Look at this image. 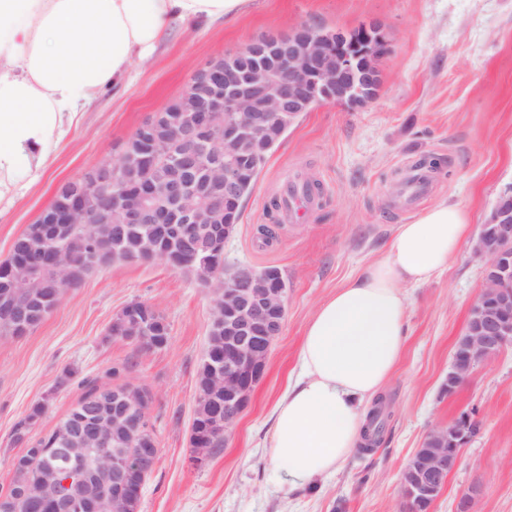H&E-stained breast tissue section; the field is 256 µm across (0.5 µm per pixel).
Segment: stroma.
Masks as SVG:
<instances>
[{
  "instance_id": "1",
  "label": "stroma",
  "mask_w": 512,
  "mask_h": 512,
  "mask_svg": "<svg viewBox=\"0 0 512 512\" xmlns=\"http://www.w3.org/2000/svg\"><path fill=\"white\" fill-rule=\"evenodd\" d=\"M373 22L389 40L378 97L359 109L327 103L302 113L270 152L224 245L228 266L278 267L288 303L265 376L223 451L203 468L189 463L211 289L159 260L117 261L66 289L33 330L0 336V491L22 449L16 424L40 405L30 433L51 431L87 381L108 384L112 366L121 364L124 381L152 394L159 446L139 512H407L401 479L410 457L432 428L464 414L480 420V431L462 446L461 463L429 512H455L468 492L471 512H512V346L476 366L452 393L443 390L483 290L472 246L498 198L512 191V0H251L232 21L174 26L148 60H133L119 85L84 107L53 145L45 172L0 203V261L63 184L118 156L135 128L179 97L207 62L302 23L351 30ZM428 153L444 157L442 170L414 205H398V179ZM298 177L316 181L320 196L291 222L269 206ZM441 201L463 207L469 229L445 269L402 288L406 340L382 390L389 411L382 443L354 449L316 487L283 494L285 476L268 458L272 410L299 370L308 321L336 288L384 257L397 225ZM132 301L166 318L165 348L142 351L110 335L113 316Z\"/></svg>"
}]
</instances>
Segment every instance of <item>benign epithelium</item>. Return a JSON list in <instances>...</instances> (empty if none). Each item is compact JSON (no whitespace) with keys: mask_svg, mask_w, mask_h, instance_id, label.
I'll use <instances>...</instances> for the list:
<instances>
[{"mask_svg":"<svg viewBox=\"0 0 512 512\" xmlns=\"http://www.w3.org/2000/svg\"><path fill=\"white\" fill-rule=\"evenodd\" d=\"M363 31L375 42L369 48H351L345 31L302 24L285 37L250 41L228 58L207 63L191 77L182 106L160 123L147 119L119 157L103 160L57 192L38 233L26 241L28 253L38 261L24 255L3 275L0 314L19 325L28 323L31 308L15 297H32L40 288L45 300L53 299V289L44 288L48 271L63 283L77 280L82 264L65 258L74 225L89 223L96 195L116 186L124 196L128 180H138L146 192L123 203L120 219L107 226L105 239L117 249L126 237L137 235L144 242L140 258H159L222 295L205 349L210 383L206 391L197 392L195 412L209 421L208 436L229 439L283 330L288 284L278 268H226L222 243L236 231L249 164L273 147L276 131L288 130L319 104L362 107L376 98L383 83L377 61L388 52V41L377 24ZM220 149L224 157L214 158L211 167L202 164L201 158ZM472 255L483 263L484 285L455 344L448 370V384L454 386L512 345V195L497 200ZM160 324L164 321L140 317L139 306L133 304L112 319L114 326L135 329L137 345L158 335ZM150 404L145 389L125 384L112 389L116 415L101 414L93 427L61 428L63 464L43 482L32 505L49 504L58 512H101L103 500L73 493L94 476L78 465L92 432L98 440H112L115 448L132 447L104 466L112 473L115 496L129 497L140 468L159 453L146 414ZM459 463L460 454L446 448L412 456L402 479L406 502L416 505L438 496Z\"/></svg>","mask_w":512,"mask_h":512,"instance_id":"obj_1","label":"benign epithelium"}]
</instances>
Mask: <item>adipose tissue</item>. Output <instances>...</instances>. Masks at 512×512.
Returning a JSON list of instances; mask_svg holds the SVG:
<instances>
[{"label":"adipose tissue","mask_w":512,"mask_h":512,"mask_svg":"<svg viewBox=\"0 0 512 512\" xmlns=\"http://www.w3.org/2000/svg\"><path fill=\"white\" fill-rule=\"evenodd\" d=\"M247 0H0V199L42 170L81 108L148 59L175 23L232 20ZM468 228L440 202L398 225L385 257L323 301L301 372L273 407L269 459L288 491L339 470L362 441L361 407L389 380L405 340L403 285L445 267Z\"/></svg>","instance_id":"obj_1"}]
</instances>
